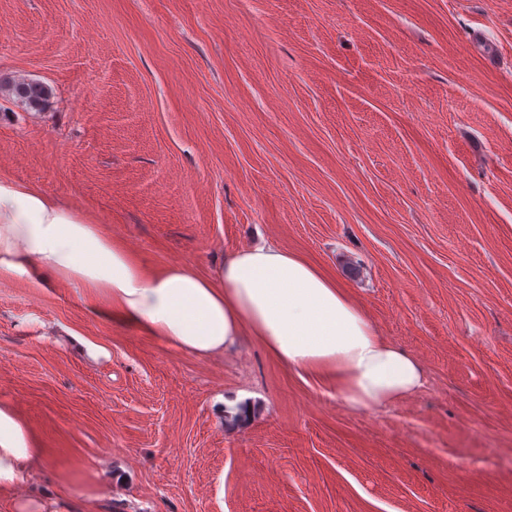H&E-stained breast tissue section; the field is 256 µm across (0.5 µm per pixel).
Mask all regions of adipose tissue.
I'll return each instance as SVG.
<instances>
[{"label":"adipose tissue","instance_id":"1","mask_svg":"<svg viewBox=\"0 0 512 512\" xmlns=\"http://www.w3.org/2000/svg\"><path fill=\"white\" fill-rule=\"evenodd\" d=\"M0 278L77 288L95 317L201 359L254 337L289 368L328 378L355 410L390 407L425 384L421 364L299 254L264 243L234 251L212 274L186 264L151 271L81 209L2 174ZM44 464L27 425L0 404V498L16 512H70L64 501L17 496L23 473Z\"/></svg>","mask_w":512,"mask_h":512}]
</instances>
